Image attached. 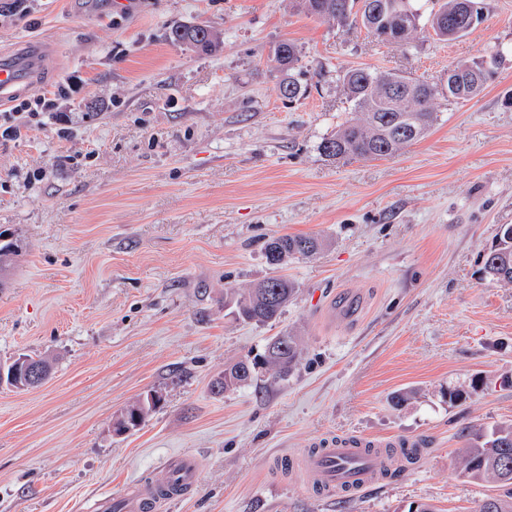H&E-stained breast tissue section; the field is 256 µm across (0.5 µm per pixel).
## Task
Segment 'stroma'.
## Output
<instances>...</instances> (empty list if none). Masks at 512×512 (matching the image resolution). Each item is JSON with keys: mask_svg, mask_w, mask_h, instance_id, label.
I'll list each match as a JSON object with an SVG mask.
<instances>
[{"mask_svg": "<svg viewBox=\"0 0 512 512\" xmlns=\"http://www.w3.org/2000/svg\"><path fill=\"white\" fill-rule=\"evenodd\" d=\"M0 0V55L42 41L34 85L63 93L0 138V360L49 356L41 386H0V512H83L196 460L191 494L164 512H476L507 485L463 477L473 426L512 423V288L482 254L512 224V0H484L467 36L408 44L299 11L296 0ZM206 23L223 44L195 52L170 26ZM296 43L306 94L279 92L270 58ZM497 57L477 97L439 100L421 140L380 160L324 157L351 116L341 69L398 70L447 87L450 65ZM315 234L289 261L280 318L235 320L224 293L272 273L265 246ZM300 337L286 379L260 374L215 394L225 366ZM466 392L463 403L449 391ZM161 404L118 436L115 416ZM418 441L420 455L373 489L316 494L277 483L272 462L316 440ZM156 397V393H150L149 399H151V401L146 396L143 402H141L139 399L133 404L128 405L123 411H121L119 415L115 417V419H113L112 427L114 432L116 434H123L136 429L142 422L145 421L148 414L153 410V408L156 407L158 402H160V398L156 400ZM135 406H137V409L140 411V422L137 424L133 422L134 415L133 410H131V408Z\"/></svg>", "mask_w": 512, "mask_h": 512, "instance_id": "35a3bbf8", "label": "stroma"}]
</instances>
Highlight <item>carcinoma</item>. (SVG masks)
<instances>
[{
  "instance_id": "obj_1",
  "label": "carcinoma",
  "mask_w": 512,
  "mask_h": 512,
  "mask_svg": "<svg viewBox=\"0 0 512 512\" xmlns=\"http://www.w3.org/2000/svg\"><path fill=\"white\" fill-rule=\"evenodd\" d=\"M301 9L308 15L333 21L342 27L360 26L383 41L409 43L419 29L422 18H427L433 36L438 41H447L443 25L450 24L470 33L483 19L482 0H467L471 10L465 15L458 13L459 0H407L414 21L398 34L393 28L392 12L380 10L374 3L380 0H298ZM217 31L206 25H178L168 32V38L190 49L210 51L218 43ZM300 58L298 46L283 41L272 50L271 60L284 75L279 91L282 98L293 101L306 93L299 80L297 67ZM496 62V57H491ZM489 62V63H491ZM489 63L472 61L448 67L456 77L457 88L443 91L435 84L417 80L397 71H372L365 68H350L339 74V82L347 100L352 104L355 116L341 124L336 132L324 139L321 151L331 160L385 158L394 155L407 145L423 138L438 118L437 100L441 97L469 100L478 96L492 75ZM280 246L276 258H267L268 263L278 268L295 257H311L318 253L323 242L310 235H282L268 241L265 253L272 245ZM485 277L504 286L512 285V224L500 225L496 244L486 254L483 266ZM295 285L283 275L270 276L246 292L231 289L225 293V304L232 308L240 320L259 324L277 319L284 307L294 297ZM286 350L274 354L265 348L261 359L240 360L224 369L216 379L221 391L237 389L249 384L253 377H242L240 371L248 368L256 371L260 366L275 378H285L299 363L301 348L299 339L293 334L277 337ZM5 383L13 388L26 390L27 371L25 365L10 363L4 367ZM115 433L123 434L138 427L133 422V410L126 407L113 419ZM461 472L473 480L494 478L512 485V476L502 478L501 469L512 473V424H500L489 432L478 430L459 450ZM478 512H512V497H491L480 504Z\"/></svg>"
}]
</instances>
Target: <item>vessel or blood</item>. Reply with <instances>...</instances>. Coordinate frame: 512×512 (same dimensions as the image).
Masks as SVG:
<instances>
[{
  "label": "vessel or blood",
  "mask_w": 512,
  "mask_h": 512,
  "mask_svg": "<svg viewBox=\"0 0 512 512\" xmlns=\"http://www.w3.org/2000/svg\"><path fill=\"white\" fill-rule=\"evenodd\" d=\"M46 53V47L39 44L0 59V105L11 103L36 82L43 72ZM163 467L164 479L175 486V493L161 496L152 485L138 482L119 501L108 497L95 500L87 512H161L164 505L177 501L178 491L197 481L191 455L169 456ZM380 467L381 460L368 439L332 437L319 441L316 450L300 455L290 474L312 490L359 491L377 484Z\"/></svg>",
  "instance_id": "vessel-or-blood-1"
}]
</instances>
